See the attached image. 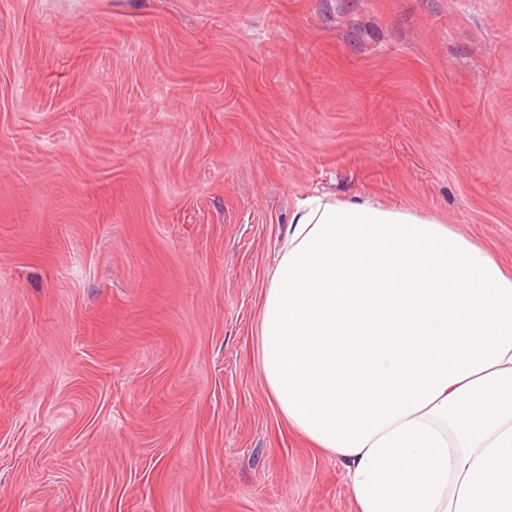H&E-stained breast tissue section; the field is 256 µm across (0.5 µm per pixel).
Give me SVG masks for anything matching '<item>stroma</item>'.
<instances>
[{
  "mask_svg": "<svg viewBox=\"0 0 512 512\" xmlns=\"http://www.w3.org/2000/svg\"><path fill=\"white\" fill-rule=\"evenodd\" d=\"M317 189L512 261V0H0V512H355L260 367Z\"/></svg>",
  "mask_w": 512,
  "mask_h": 512,
  "instance_id": "obj_1",
  "label": "stroma"
}]
</instances>
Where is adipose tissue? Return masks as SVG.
Segmentation results:
<instances>
[{
	"label": "adipose tissue",
	"mask_w": 512,
	"mask_h": 512,
	"mask_svg": "<svg viewBox=\"0 0 512 512\" xmlns=\"http://www.w3.org/2000/svg\"><path fill=\"white\" fill-rule=\"evenodd\" d=\"M259 336L269 395L356 512H512V269L477 238L308 197Z\"/></svg>",
	"instance_id": "obj_1"
}]
</instances>
